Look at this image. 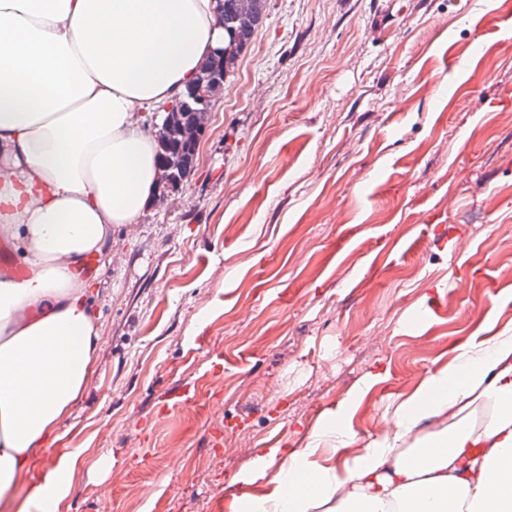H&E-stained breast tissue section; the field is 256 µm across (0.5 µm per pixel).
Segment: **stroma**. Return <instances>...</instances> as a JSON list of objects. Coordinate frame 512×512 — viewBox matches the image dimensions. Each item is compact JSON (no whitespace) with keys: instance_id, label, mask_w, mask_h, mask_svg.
<instances>
[{"instance_id":"stroma-1","label":"stroma","mask_w":512,"mask_h":512,"mask_svg":"<svg viewBox=\"0 0 512 512\" xmlns=\"http://www.w3.org/2000/svg\"><path fill=\"white\" fill-rule=\"evenodd\" d=\"M96 286L95 371L22 481L76 456L58 512H235L331 415L383 439L512 329V0H267L193 174Z\"/></svg>"}]
</instances>
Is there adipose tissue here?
Segmentation results:
<instances>
[{
  "label": "adipose tissue",
  "mask_w": 512,
  "mask_h": 512,
  "mask_svg": "<svg viewBox=\"0 0 512 512\" xmlns=\"http://www.w3.org/2000/svg\"><path fill=\"white\" fill-rule=\"evenodd\" d=\"M219 0H0V238L24 273L0 277V512H56L70 466L18 496L33 459L80 398L101 337L89 265L137 223L158 187L148 114L194 83L224 41ZM359 448L330 419L239 512H512V330L463 348ZM484 405L482 425L472 416ZM439 429L422 432L424 420ZM342 455L341 464L321 456Z\"/></svg>",
  "instance_id": "ef3b65f1"
}]
</instances>
